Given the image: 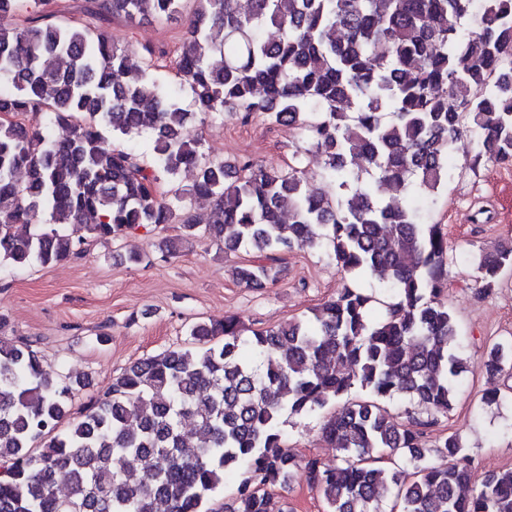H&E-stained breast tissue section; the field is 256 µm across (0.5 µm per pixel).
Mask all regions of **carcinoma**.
<instances>
[{
  "label": "carcinoma",
  "instance_id": "cac0c4a2",
  "mask_svg": "<svg viewBox=\"0 0 512 512\" xmlns=\"http://www.w3.org/2000/svg\"><path fill=\"white\" fill-rule=\"evenodd\" d=\"M23 2L0 0V113L16 117L0 121V268L48 265L81 254L88 238L178 224L185 240L203 232L253 253L233 270L247 287L277 282L279 255L300 242L345 274L386 279L394 302L375 318L373 294L345 287L313 317L249 337L234 317L197 324L194 347L137 360L75 420L69 405L85 380L6 335L0 316V512H206L228 479L236 493L224 512H272L271 491L288 488L297 469L327 512H387L388 503L512 512V468L478 479L457 434L429 444L433 421L404 424L380 404L453 409L465 367L443 300L448 240L419 222L413 197L438 189L468 132L479 135L469 168L512 162V0H249L245 12L239 0H194L176 56L190 110L182 86L155 74L152 50L140 56L97 27L50 22L48 0H34L17 24ZM182 2L93 0L90 15L174 19ZM226 107L300 130L295 165L209 159L202 141L182 137L187 120L218 119ZM56 125L66 139H55ZM104 128L149 131L152 159L109 146ZM307 159L332 191L304 188ZM183 170L195 171L191 185L160 191ZM384 185L395 191L389 203L378 197ZM197 198L213 202L203 228L180 213ZM45 212L52 223L33 226ZM507 269L512 249L483 253L482 288ZM504 362L495 344L481 369L493 376ZM355 388L371 398L342 404L323 428L336 465L299 463L282 412L312 413ZM112 457L137 465L114 470ZM59 473L70 481L65 496Z\"/></svg>",
  "mask_w": 512,
  "mask_h": 512
}]
</instances>
